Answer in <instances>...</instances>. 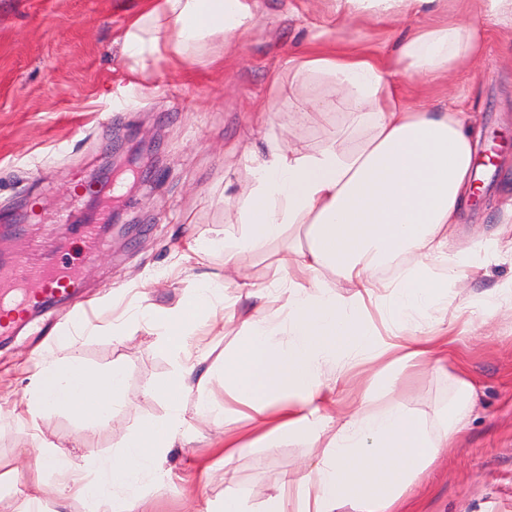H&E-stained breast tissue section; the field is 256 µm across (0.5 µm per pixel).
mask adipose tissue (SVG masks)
<instances>
[{"instance_id":"obj_1","label":"adipose tissue","mask_w":512,"mask_h":512,"mask_svg":"<svg viewBox=\"0 0 512 512\" xmlns=\"http://www.w3.org/2000/svg\"><path fill=\"white\" fill-rule=\"evenodd\" d=\"M471 2L485 25L449 17L447 0H332L339 27L401 21L404 32L384 53L356 40L318 43L292 58L296 75L335 83L331 98L295 102L293 111L311 118L344 110L349 123L315 151L292 147L286 136L264 150L247 149L251 178L236 193L240 235L189 247L198 259L223 253V281L199 283L175 306L139 314L175 361L172 374L145 391L168 400L166 414L141 424L109 458L79 463L47 444L35 467L48 464L59 474L60 503L78 485L90 512H140L149 483L165 475L168 454L185 436L180 399L191 392L195 372L189 340L204 322L223 333L217 307L224 282L265 298L239 257L300 226L305 245H288L277 258L285 298L280 317L241 320L235 348L222 366L205 372L223 382L224 401L199 396L196 412L244 422L220 443L228 459L287 436L319 449L316 463L284 479L262 512L345 506L398 512L441 449L467 426L475 405L473 382L447 368L453 339L445 314L458 269L471 254L496 246L479 234L469 250L450 248L473 200L479 134L463 99L434 104L417 93L421 85L470 69L489 38L512 48V0ZM259 8L260 0H143L123 50L140 67L162 58L180 69L213 35L228 45L240 42ZM421 15L436 21L413 26ZM406 255L415 261L399 281L380 278ZM328 271L351 283V291L336 293L324 277ZM356 368L370 378L387 374L395 390L408 375L449 371L454 393L443 426L420 425L398 398L380 403L370 385L348 408L335 410L330 394L337 377ZM37 380L26 402L31 416L65 410L87 425L111 417L127 393L121 368L95 371L75 356L44 359Z\"/></svg>"}]
</instances>
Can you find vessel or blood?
Wrapping results in <instances>:
<instances>
[{"mask_svg":"<svg viewBox=\"0 0 512 512\" xmlns=\"http://www.w3.org/2000/svg\"><path fill=\"white\" fill-rule=\"evenodd\" d=\"M73 278L57 262L35 268L0 266V335H16L32 310L70 295Z\"/></svg>","mask_w":512,"mask_h":512,"instance_id":"b4317fda","label":"vessel or blood"}]
</instances>
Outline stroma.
<instances>
[{"mask_svg": "<svg viewBox=\"0 0 512 512\" xmlns=\"http://www.w3.org/2000/svg\"><path fill=\"white\" fill-rule=\"evenodd\" d=\"M141 2L0 0V224L16 227L0 240V255L16 265L53 258L77 265L75 299L91 315L74 350L91 368L121 366L127 383L123 407L92 428L64 411L41 421L36 439L0 424V467L20 475L0 487V512H53L49 488L56 477L31 467L44 444L63 446L77 461L109 456L139 424L166 413L164 399L143 392L170 376L172 358L147 325L129 324L117 343L112 324L129 304L171 306L193 282L223 274V254L188 261L179 246L238 235L236 192L251 177L244 151L289 125L280 91L293 76L289 56L322 37L388 46L381 25L340 31L329 24L325 5L264 0L263 16L241 43L228 47L217 35L183 71L162 59L143 69L122 49ZM475 69V76L460 75L426 96L436 102L462 94L478 116L481 142L499 145V160L480 173L484 188L456 230V247L468 245L476 225L500 233L504 244L495 257H471L448 289L449 299H466L473 308L466 324L456 326L452 349L474 381L478 405L468 430L436 459L404 512H512V309L492 301L495 288L512 280V223L500 222L502 204L512 199V54L489 40ZM131 134L153 146L156 157L151 182L137 186L126 174L112 189L134 230L103 237L100 251L84 254L78 227L101 213L85 185ZM159 275L165 286L152 287ZM224 293L225 319L281 313V302L231 285ZM63 310L45 307L16 336L0 340V410L24 408L37 364L58 355L64 328L55 316ZM450 391L445 375L412 376L402 398L413 416L436 428ZM182 405L194 439L169 453L165 479L148 488L149 512H217L228 479L260 512L281 479L317 454L286 438L225 460L213 448L223 421L199 420L195 395L184 396ZM37 478L48 491L28 499L25 483Z\"/></svg>", "mask_w": 512, "mask_h": 512, "instance_id": "stroma-1", "label": "stroma"}]
</instances>
